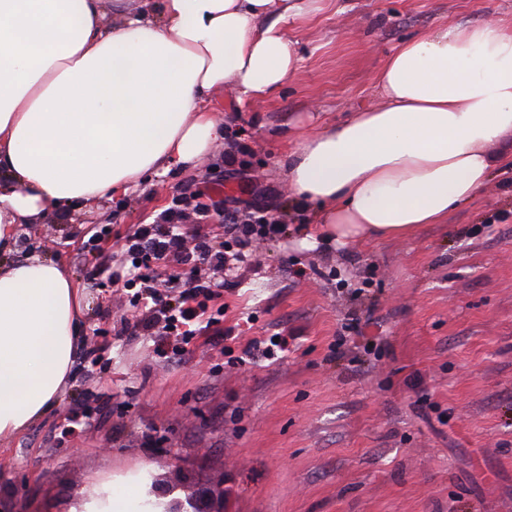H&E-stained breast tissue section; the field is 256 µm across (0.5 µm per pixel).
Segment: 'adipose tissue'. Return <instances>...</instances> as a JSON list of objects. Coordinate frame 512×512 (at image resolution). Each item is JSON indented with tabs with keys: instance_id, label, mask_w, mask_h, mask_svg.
Masks as SVG:
<instances>
[{
	"instance_id": "obj_1",
	"label": "adipose tissue",
	"mask_w": 512,
	"mask_h": 512,
	"mask_svg": "<svg viewBox=\"0 0 512 512\" xmlns=\"http://www.w3.org/2000/svg\"><path fill=\"white\" fill-rule=\"evenodd\" d=\"M304 0H161L112 25L105 0H0V254L20 224L127 192L224 138L207 102L263 98L297 69L284 26ZM381 102L306 138L287 178L336 243L439 224L511 157L512 27L458 26L400 45ZM83 297L63 263L0 261V443L57 404ZM149 472L71 512H161Z\"/></svg>"
}]
</instances>
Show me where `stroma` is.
Masks as SVG:
<instances>
[{
  "mask_svg": "<svg viewBox=\"0 0 512 512\" xmlns=\"http://www.w3.org/2000/svg\"><path fill=\"white\" fill-rule=\"evenodd\" d=\"M289 18L294 77L263 99L227 84L210 110L227 136L61 221L19 227L13 258L62 260L84 293V345L58 404L0 449V512H70L104 480L149 467L178 497L224 489V512H512V173H495L440 224L401 238L327 242L286 178L304 134L378 105L374 76L402 42L512 21V0H321ZM252 192L228 176L236 142ZM263 204L283 235L254 238L220 333L177 357L171 336L129 330L127 291L90 287L85 242L121 263L120 236L201 179ZM366 318L344 332L348 314ZM292 337L240 365L251 339ZM426 407H419V397Z\"/></svg>",
  "mask_w": 512,
  "mask_h": 512,
  "instance_id": "obj_1",
  "label": "stroma"
}]
</instances>
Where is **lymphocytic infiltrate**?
<instances>
[{
    "label": "lymphocytic infiltrate",
    "instance_id": "1",
    "mask_svg": "<svg viewBox=\"0 0 512 512\" xmlns=\"http://www.w3.org/2000/svg\"><path fill=\"white\" fill-rule=\"evenodd\" d=\"M208 195L206 182L185 187L151 223L137 225L122 237L121 250L131 260L128 269H113L111 257L98 252L84 275L96 288L133 291L136 302L148 310L147 317L133 325V333L151 336L160 330L178 337L172 348L176 354L198 336V323L225 286L215 277L227 262L223 245L183 230L187 218L200 225L223 213V202L209 201ZM231 224L233 240L240 247L249 245L255 235L273 237L284 231L267 210L256 206L232 216Z\"/></svg>",
    "mask_w": 512,
    "mask_h": 512
}]
</instances>
